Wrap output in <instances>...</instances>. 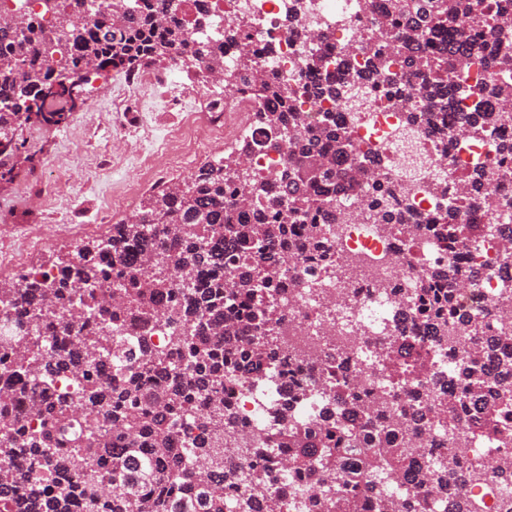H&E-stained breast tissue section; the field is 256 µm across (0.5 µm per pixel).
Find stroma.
<instances>
[{"instance_id":"obj_1","label":"stroma","mask_w":512,"mask_h":512,"mask_svg":"<svg viewBox=\"0 0 512 512\" xmlns=\"http://www.w3.org/2000/svg\"><path fill=\"white\" fill-rule=\"evenodd\" d=\"M125 79L124 73L114 71L107 81L92 82L85 105L71 112L61 125L24 129L23 150L33 161L19 166L11 181H0V250L23 244L25 225L34 217L52 226L58 234L55 247L65 252L74 245L69 225H93L94 236L100 237L125 218L122 210L108 213L106 198L121 187L134 167V145L148 143L158 134L153 115L180 107L176 101L134 97L114 106L110 88ZM235 145V140H228L187 156L179 165L156 156V174L144 187V194L191 177L203 163L226 156ZM52 189L58 192L55 203L32 213L34 195Z\"/></svg>"}]
</instances>
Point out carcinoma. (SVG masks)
I'll use <instances>...</instances> for the list:
<instances>
[{
  "mask_svg": "<svg viewBox=\"0 0 512 512\" xmlns=\"http://www.w3.org/2000/svg\"><path fill=\"white\" fill-rule=\"evenodd\" d=\"M172 0H131L124 18L107 23L69 21L90 9L87 0H53L67 19L35 35L31 18L0 19V180L13 178L20 162L15 132L28 124L59 125L84 102L85 85L118 68L180 65L196 75L224 73V89L247 86L263 103L259 113L272 137L266 149L285 159L263 175L242 166L248 139L218 163L200 166L188 181L172 182L142 199L137 211L102 238L82 242L78 261L56 256L50 268L0 279V313L15 314L13 334L0 340L10 352L0 370V512H282L269 496L260 503L238 494L261 489L278 471L297 472L325 488L308 498L306 512H429L430 500L412 495L400 506L381 498L396 476L432 490L443 512H475L460 500L465 475L454 465L414 469L402 437L434 423L453 427L464 414L476 436L512 445V334L485 340L464 356L454 375L458 395L439 400L432 416L403 425L386 406L348 392L328 373V400L310 422L295 419L308 389L294 384L276 414L288 427L271 434L266 448H250L224 471V458L209 438L236 422L224 407L228 385H260L281 354L272 336L277 319L275 271L288 273L301 254L325 250L326 225L345 219L339 195H354L381 224H401L384 194L374 193L378 163L357 151L348 128L325 113L309 122L292 104L288 87L267 74L234 23L224 37L237 41L233 69L211 45L203 13L185 24ZM480 0H387L367 38L376 70L385 69V48L407 55L411 94L394 98L408 125L434 133L443 147L463 134L438 126L437 114L452 97L448 72L466 61L490 70H512V0H493L494 18L478 12ZM63 43L60 64L77 76L76 88L53 89L58 79L50 47ZM321 88L346 101L353 83ZM467 123L482 100L512 103V83L481 82ZM467 220L437 225L463 242L494 236L482 223L483 174L467 176ZM279 188L271 201L268 189ZM418 307L435 335L448 337L454 311L453 273L434 272L419 289ZM155 327L166 344L138 340ZM389 377L424 373L429 361L386 363ZM189 418L199 434L182 442L176 426Z\"/></svg>",
  "mask_w": 512,
  "mask_h": 512,
  "instance_id": "carcinoma-1",
  "label": "carcinoma"
}]
</instances>
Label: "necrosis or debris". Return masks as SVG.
I'll list each match as a JSON object with an SVG mask.
<instances>
[{
  "mask_svg": "<svg viewBox=\"0 0 512 512\" xmlns=\"http://www.w3.org/2000/svg\"><path fill=\"white\" fill-rule=\"evenodd\" d=\"M178 4L179 17L187 21L197 11H205L218 38H222L227 24L247 18L248 41L267 73L287 79L294 104L308 119L332 113L337 121L349 123L351 137L361 150L382 149L380 184L394 190L399 204L407 208L402 224L375 223L363 210L349 223L329 225L328 262L315 268L298 266L284 279L278 300L288 314L275 325L273 337L284 356L302 359L304 369L297 379L313 394L310 403L298 411V419L308 420L317 414L324 394L318 382V366L338 351L345 352L360 369L357 377L350 379V388L369 391L371 397L409 411L431 408V401L421 397L426 383L417 379L391 382L377 354L401 339L407 344L398 353L401 361H412L417 350L426 348L433 372L449 377L473 335L499 334L501 323L497 320L482 324L476 331L452 323L448 326L447 349H436L428 323L406 309L401 299L412 296L424 274L451 264L464 276L475 279L473 287L458 293L459 310L470 313L502 304L503 271L497 257L512 239V167L496 165L495 145L512 141V122L499 123L491 138L478 136L462 143L450 142L444 159L433 136L422 133L403 141L406 115L393 105L395 92L408 89L402 78L401 57L391 55L386 75L378 77L363 52L356 50L347 59L336 53L337 46H357L375 28L378 14L365 11L364 0H178ZM309 30L330 34L328 43L319 47L324 65L314 72L303 63L309 49L304 34ZM348 71L362 76V109L353 121L334 100L312 96L314 85L330 78L342 79ZM260 109V104L246 93L236 94L234 105L221 110L204 96H196L175 124L138 150L137 165L122 190L111 196V207L124 208L134 202L143 180L152 171L156 152L176 161L223 141L241 124L253 143L251 171L262 173L280 163V155L263 146L268 131L258 119ZM478 166L489 173L488 190L493 198L485 211V221L499 225L501 231L476 244L449 245L436 235L432 222L449 199L464 202L463 175ZM268 377L263 386L226 388L224 401L237 423L224 434L225 459H233L248 448L263 447L265 437L278 428L272 408L287 399L288 379L274 369ZM450 436L460 450L459 467L473 474L465 489L466 499L479 505L482 512H512V485L502 484L493 472L494 463L512 462V447L486 446L465 430L451 433L437 425L426 434L408 438L414 463L439 458L442 444Z\"/></svg>",
  "mask_w": 512,
  "mask_h": 512,
  "instance_id": "1",
  "label": "necrosis or debris"
}]
</instances>
